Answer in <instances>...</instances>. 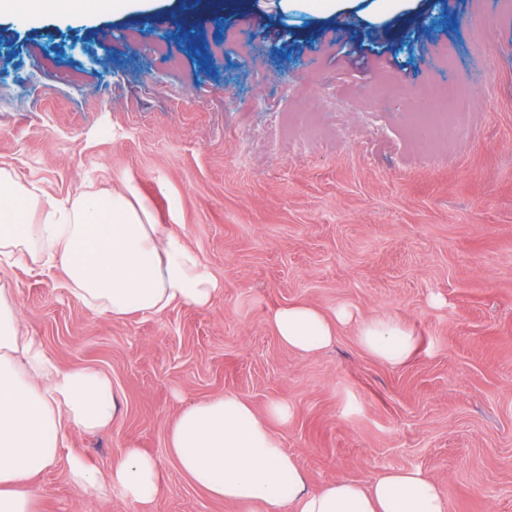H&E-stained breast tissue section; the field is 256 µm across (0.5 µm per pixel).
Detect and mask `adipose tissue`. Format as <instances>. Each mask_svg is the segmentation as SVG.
Here are the masks:
<instances>
[{
    "instance_id": "obj_1",
    "label": "adipose tissue",
    "mask_w": 512,
    "mask_h": 512,
    "mask_svg": "<svg viewBox=\"0 0 512 512\" xmlns=\"http://www.w3.org/2000/svg\"><path fill=\"white\" fill-rule=\"evenodd\" d=\"M153 0H0V17L25 24L109 12H149ZM414 0H280L283 12L304 8L329 15L362 8L378 22L410 9ZM39 187L21 185L0 168V266L34 262L62 269L72 292L114 318L161 314L169 306L207 307L220 283L170 225L154 223L145 206L118 191H81L42 203ZM269 325L283 346L313 356L354 324L360 345L378 360L399 365L416 353L414 331L390 316L356 318L338 307L334 318L293 303L272 312ZM119 395L111 380L89 368L64 369L20 329L12 295L0 289V512H36L35 478L56 465L73 429L111 423ZM291 416L287 402L258 414L233 393L185 407L167 448L193 485L238 512H448V497L422 471L390 470L363 484L340 479L317 492L275 430ZM67 471L85 492L116 496L137 512H156L163 472L157 459L127 448L101 473L78 453Z\"/></svg>"
}]
</instances>
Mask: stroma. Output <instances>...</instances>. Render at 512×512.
<instances>
[{"mask_svg":"<svg viewBox=\"0 0 512 512\" xmlns=\"http://www.w3.org/2000/svg\"><path fill=\"white\" fill-rule=\"evenodd\" d=\"M244 2L260 56L233 11L152 53L135 14L0 21V168L57 199L132 190L222 284L202 309L115 319L62 272H0L24 330L122 394L69 448L104 472L125 448L154 456L157 512H236L182 473L168 432L195 400H284L308 490L417 468L448 512H512V0H416L380 23ZM453 88L460 134L417 140L412 114ZM298 302L393 316L418 350L385 364L349 326L301 356L268 324ZM38 483L37 512H136L79 492L62 461Z\"/></svg>","mask_w":512,"mask_h":512,"instance_id":"1","label":"stroma"}]
</instances>
